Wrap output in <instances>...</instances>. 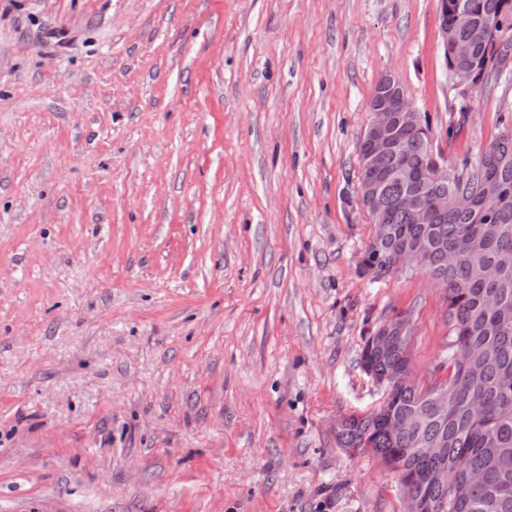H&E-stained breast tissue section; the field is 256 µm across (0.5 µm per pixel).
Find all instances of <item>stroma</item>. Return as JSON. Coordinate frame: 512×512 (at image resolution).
Listing matches in <instances>:
<instances>
[{
  "mask_svg": "<svg viewBox=\"0 0 512 512\" xmlns=\"http://www.w3.org/2000/svg\"><path fill=\"white\" fill-rule=\"evenodd\" d=\"M438 0H0V512H402L336 444L366 338L444 292L375 277L358 145L379 78L452 175L512 80L449 78Z\"/></svg>",
  "mask_w": 512,
  "mask_h": 512,
  "instance_id": "stroma-1",
  "label": "stroma"
}]
</instances>
